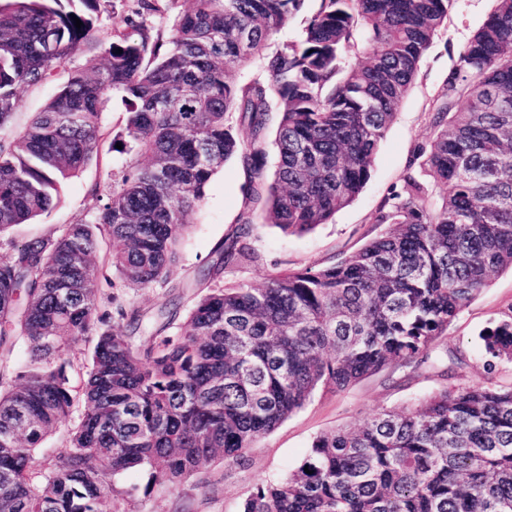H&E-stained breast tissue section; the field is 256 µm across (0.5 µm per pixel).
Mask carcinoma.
I'll use <instances>...</instances> for the list:
<instances>
[{
  "label": "carcinoma",
  "mask_w": 512,
  "mask_h": 512,
  "mask_svg": "<svg viewBox=\"0 0 512 512\" xmlns=\"http://www.w3.org/2000/svg\"><path fill=\"white\" fill-rule=\"evenodd\" d=\"M72 2L0 4V512H100L129 469L176 484L218 457L241 461L316 389L426 359L490 277L512 268V0H494L430 113L432 139L380 211L382 233L327 266L227 286L224 269L256 255L245 212L191 284L178 333L165 334L175 303L137 347L141 311L115 293L100 308L97 235L108 236L112 288L169 286L182 298L185 285L170 284L180 242L231 158L264 223L285 234L328 223L368 180L454 0H320L299 38L268 55L305 0H191L166 40L147 24L159 0H135L104 48L92 40L100 0ZM99 48L100 64L72 66ZM257 58L263 75L241 79ZM54 74L55 95L16 128L20 89ZM113 98L129 162L93 217L56 238H4L51 210L62 183L100 154ZM92 330L76 417L65 346ZM20 341L31 356L11 366ZM480 341L488 370L511 362L512 310ZM62 424L63 451L39 465L37 449ZM242 512H512V386L445 387L322 433Z\"/></svg>",
  "instance_id": "cac0c4a2"
}]
</instances>
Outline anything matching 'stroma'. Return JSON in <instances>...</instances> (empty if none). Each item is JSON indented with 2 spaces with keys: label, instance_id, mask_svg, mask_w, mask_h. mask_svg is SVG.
<instances>
[{
  "label": "stroma",
  "instance_id": "1",
  "mask_svg": "<svg viewBox=\"0 0 512 512\" xmlns=\"http://www.w3.org/2000/svg\"><path fill=\"white\" fill-rule=\"evenodd\" d=\"M492 7L493 0H454L447 24L423 58L358 197L336 212L329 223L302 235H287L275 226L256 224V261L225 271V284H255L279 270L327 265L357 251L382 232L377 222L380 209L418 148L429 143L432 130L428 116L446 93L460 49ZM127 160V155L117 152L92 159L63 183L60 202L54 209L33 223L15 226L10 237L18 242L55 237L65 225L89 219L98 205L93 188L107 189L111 172L120 170ZM251 207L243 169L236 161H227L212 177L194 214L180 245L172 282L193 281L212 249L232 233L241 213ZM511 308L512 271L507 269L491 278L431 349L433 359L450 351L462 352L466 365L458 377H447L431 362L417 367L393 365L346 390L316 392L304 407L248 448L242 462L215 460L176 485L152 484L142 472H127L117 482L118 497L104 504V512H241L244 499L256 485L286 477L306 456L313 440L328 430L359 423L380 408L418 403L450 385L512 384V362L487 370L478 343L480 331Z\"/></svg>",
  "mask_w": 512,
  "mask_h": 512
}]
</instances>
